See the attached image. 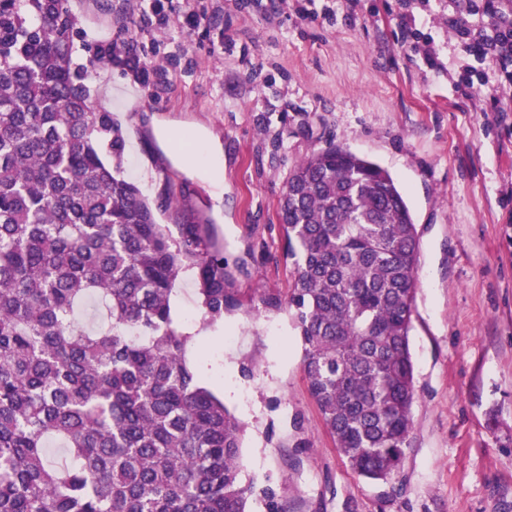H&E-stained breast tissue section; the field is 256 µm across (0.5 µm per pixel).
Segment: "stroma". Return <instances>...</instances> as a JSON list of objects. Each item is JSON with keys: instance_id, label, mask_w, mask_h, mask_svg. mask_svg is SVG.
<instances>
[{"instance_id": "1", "label": "stroma", "mask_w": 512, "mask_h": 512, "mask_svg": "<svg viewBox=\"0 0 512 512\" xmlns=\"http://www.w3.org/2000/svg\"><path fill=\"white\" fill-rule=\"evenodd\" d=\"M74 62L120 123L121 174L172 199L170 231L210 220L235 299L204 325L195 277L172 297L178 330L203 337L200 375L243 424L240 480L288 512H512V115L449 27L451 0H69ZM205 24L184 25L189 13ZM134 65L87 68L101 44ZM483 82L477 106L457 85ZM208 132L224 191L172 159L158 125ZM335 142L387 169L416 224L409 447L385 483L354 474L302 371L288 313L293 261L277 211L290 171Z\"/></svg>"}]
</instances>
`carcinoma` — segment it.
I'll use <instances>...</instances> for the list:
<instances>
[{"label": "carcinoma", "mask_w": 512, "mask_h": 512, "mask_svg": "<svg viewBox=\"0 0 512 512\" xmlns=\"http://www.w3.org/2000/svg\"><path fill=\"white\" fill-rule=\"evenodd\" d=\"M68 0H0V512H247L243 427L201 383L171 296L197 270L205 317L233 306L208 222L178 225L120 175L124 136L77 82ZM286 307L311 397L359 477L409 445L419 242L392 175L333 142L280 200ZM91 297L109 326L76 311ZM63 442L59 466L48 444Z\"/></svg>", "instance_id": "carcinoma-1"}]
</instances>
